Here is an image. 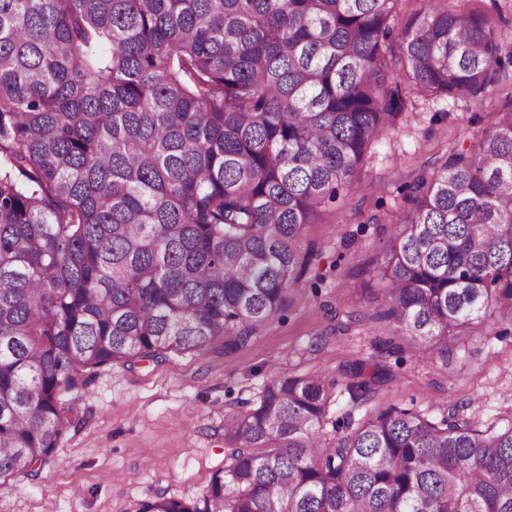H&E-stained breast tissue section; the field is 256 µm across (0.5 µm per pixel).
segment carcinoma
<instances>
[{
    "label": "carcinoma",
    "instance_id": "carcinoma-1",
    "mask_svg": "<svg viewBox=\"0 0 512 512\" xmlns=\"http://www.w3.org/2000/svg\"><path fill=\"white\" fill-rule=\"evenodd\" d=\"M399 0H0V485L38 475L81 413L63 393L110 363L233 354L321 257L304 237L404 107L489 96L512 42L435 4L391 53ZM355 260L366 311L448 365L512 319V104L403 186ZM385 346L342 366L365 402ZM330 385L280 374L224 418V468L194 502L137 512H512V420L365 413L330 444Z\"/></svg>",
    "mask_w": 512,
    "mask_h": 512
}]
</instances>
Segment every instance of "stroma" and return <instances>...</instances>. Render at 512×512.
Returning a JSON list of instances; mask_svg holds the SVG:
<instances>
[{"instance_id": "35a3bbf8", "label": "stroma", "mask_w": 512, "mask_h": 512, "mask_svg": "<svg viewBox=\"0 0 512 512\" xmlns=\"http://www.w3.org/2000/svg\"><path fill=\"white\" fill-rule=\"evenodd\" d=\"M395 124L367 150L351 185L320 208L305 237L322 250L299 290L245 348L231 355L171 353L155 364L114 363L85 388L66 393L83 421L38 477L0 487V512H136L158 494L202 501L224 465V418L252 407L277 375L332 382L322 442L345 435L365 412L414 408L456 411L479 427L512 418V322L490 321L487 339L462 338L449 364L416 355L405 337L378 321L331 330L328 306L360 308L349 277L356 257L378 251L404 207L402 186L439 168L456 146L483 130L489 107L512 101V72L491 100L436 99L403 88ZM398 349L395 377L375 398L353 404L343 365L376 356L378 342Z\"/></svg>"}]
</instances>
